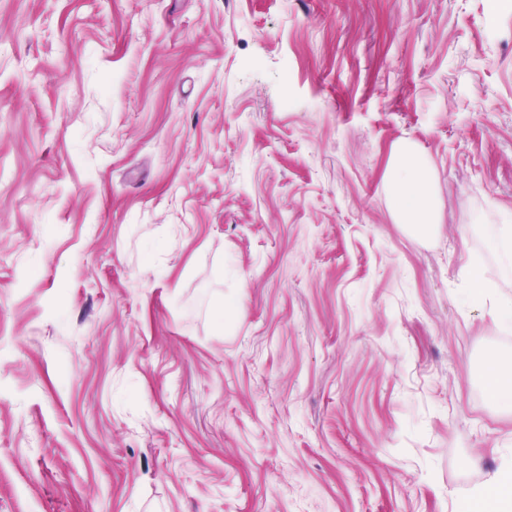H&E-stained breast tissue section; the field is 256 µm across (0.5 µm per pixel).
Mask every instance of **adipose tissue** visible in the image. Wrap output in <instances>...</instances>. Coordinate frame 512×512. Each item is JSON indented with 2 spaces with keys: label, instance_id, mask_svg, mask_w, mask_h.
<instances>
[{
  "label": "adipose tissue",
  "instance_id": "obj_1",
  "mask_svg": "<svg viewBox=\"0 0 512 512\" xmlns=\"http://www.w3.org/2000/svg\"><path fill=\"white\" fill-rule=\"evenodd\" d=\"M388 178L394 222L417 235L434 234L439 218L429 172L411 144L403 142L394 149ZM467 507L469 512L481 507L487 512H512V469L504 467L487 473L476 498L468 500Z\"/></svg>",
  "mask_w": 512,
  "mask_h": 512
}]
</instances>
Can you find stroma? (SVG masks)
<instances>
[{"mask_svg": "<svg viewBox=\"0 0 512 512\" xmlns=\"http://www.w3.org/2000/svg\"><path fill=\"white\" fill-rule=\"evenodd\" d=\"M508 213L512 0H0V512H463ZM388 178L395 224H404L413 234H434L440 222L429 172L411 144L403 142L394 149ZM496 227L495 244L500 255L509 263L512 260V220L510 217L501 218ZM471 278L472 287L476 295L485 305L489 306L492 312H496L501 315L507 313L511 316V295L503 293L497 284L482 277L477 270L472 272Z\"/></svg>", "mask_w": 512, "mask_h": 512, "instance_id": "1", "label": "stroma"}]
</instances>
